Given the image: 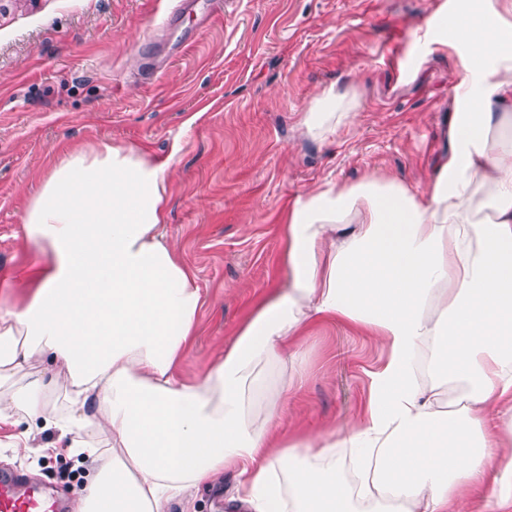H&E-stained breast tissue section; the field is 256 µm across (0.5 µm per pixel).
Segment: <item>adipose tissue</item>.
<instances>
[{"mask_svg": "<svg viewBox=\"0 0 512 512\" xmlns=\"http://www.w3.org/2000/svg\"><path fill=\"white\" fill-rule=\"evenodd\" d=\"M424 26L461 60L427 191L385 176L297 195L286 282L201 375L181 369L203 300L164 229L169 162L108 142L54 161L21 216L41 260L23 298L0 293V425L92 462L77 512H163L228 472L246 512L512 507V0H452ZM355 100L316 98L307 134H335ZM325 319L368 331L385 362L360 415L282 436Z\"/></svg>", "mask_w": 512, "mask_h": 512, "instance_id": "ef3b65f1", "label": "adipose tissue"}]
</instances>
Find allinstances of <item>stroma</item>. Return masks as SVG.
<instances>
[{
  "instance_id": "stroma-1",
  "label": "stroma",
  "mask_w": 512,
  "mask_h": 512,
  "mask_svg": "<svg viewBox=\"0 0 512 512\" xmlns=\"http://www.w3.org/2000/svg\"><path fill=\"white\" fill-rule=\"evenodd\" d=\"M448 0H0V279L35 263L20 216L60 153L108 141L171 159L167 233L204 296L182 359L205 372L282 285L281 215L317 184L393 176L424 189L444 148L460 60L423 22ZM355 90L326 140L303 118L332 90ZM380 364L346 323L309 332L290 435L360 413ZM0 469L26 474L75 512L88 465L42 453L52 431Z\"/></svg>"
}]
</instances>
